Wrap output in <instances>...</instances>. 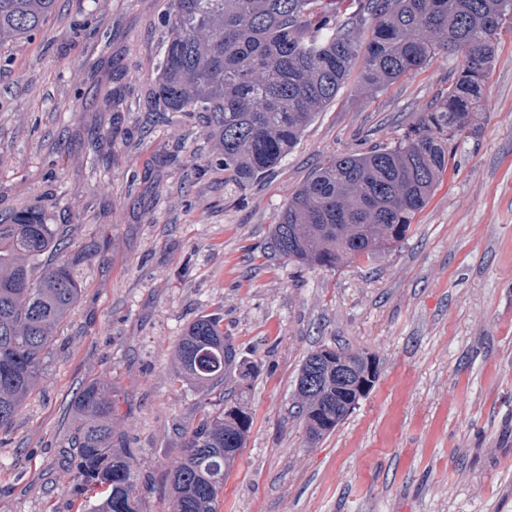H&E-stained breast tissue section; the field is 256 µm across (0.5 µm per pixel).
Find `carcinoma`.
Returning a JSON list of instances; mask_svg holds the SVG:
<instances>
[{
  "label": "carcinoma",
  "mask_w": 512,
  "mask_h": 512,
  "mask_svg": "<svg viewBox=\"0 0 512 512\" xmlns=\"http://www.w3.org/2000/svg\"><path fill=\"white\" fill-rule=\"evenodd\" d=\"M57 0H0V46L35 36ZM512 0H358L338 19L336 0H171L155 84L169 112L193 107L218 143L216 163L246 186L271 171L358 68L373 89L428 65L442 51L462 64L445 95L395 145L344 154L288 201L272 248L303 266L335 267L402 242L448 165V141L472 130L485 95L498 31ZM63 231L38 207L0 210V432L37 387L57 331L81 294ZM174 377L224 384L236 352L219 321L202 315L173 349ZM312 352L297 379L298 413L317 441L348 416L346 383L324 362L305 388ZM71 494L77 512H143L132 451L112 429V386L77 396ZM253 424L239 399L207 411L185 436L170 470L173 512H218L224 476Z\"/></svg>",
  "instance_id": "1"
}]
</instances>
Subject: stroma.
<instances>
[{
    "label": "stroma",
    "mask_w": 512,
    "mask_h": 512,
    "mask_svg": "<svg viewBox=\"0 0 512 512\" xmlns=\"http://www.w3.org/2000/svg\"><path fill=\"white\" fill-rule=\"evenodd\" d=\"M168 5L58 0L32 39L0 49V209L41 207L82 286L37 389L0 432V512H76L67 454L76 398L95 382L112 386L143 512H169L186 429L242 391L235 368L214 389L174 379V344L202 315L254 367L253 424L218 512H512V24L476 125L449 141L410 236L305 267L268 247L289 198L337 156L394 145L460 56L378 90L351 76L282 162L241 188L213 164L201 113L154 98ZM323 347L367 350L379 374L312 444L295 388Z\"/></svg>",
    "instance_id": "stroma-1"
}]
</instances>
